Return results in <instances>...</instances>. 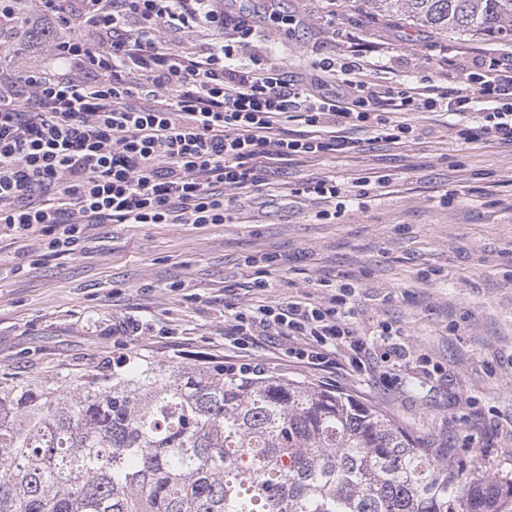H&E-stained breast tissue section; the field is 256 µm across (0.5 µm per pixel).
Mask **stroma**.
<instances>
[{"mask_svg":"<svg viewBox=\"0 0 512 512\" xmlns=\"http://www.w3.org/2000/svg\"><path fill=\"white\" fill-rule=\"evenodd\" d=\"M263 42L282 48L288 70L333 44L365 40L385 52L369 70L372 90L422 76L439 56L459 73L498 40L411 30L375 20L356 0H241ZM23 34L0 45V78L18 82L38 66ZM416 138L378 141L356 154L291 161L274 186L367 170L389 175L390 194L333 224L313 206L267 199L241 224H92L74 254L40 240L0 236V380L111 373L132 353L156 364L241 365L305 378L378 407L436 448L492 473L512 453V145L460 139L446 116L414 112ZM459 190L458 202L440 205ZM256 257L247 265L248 257ZM268 281L266 289L255 280ZM353 288L365 334L398 330L409 356L384 361L371 346L362 368L344 353L318 370L293 362L279 337L243 344L224 335L232 309L260 299L327 298Z\"/></svg>","mask_w":512,"mask_h":512,"instance_id":"stroma-1","label":"stroma"}]
</instances>
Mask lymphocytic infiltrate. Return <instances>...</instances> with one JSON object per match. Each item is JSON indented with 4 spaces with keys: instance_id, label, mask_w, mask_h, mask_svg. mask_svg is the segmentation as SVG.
Instances as JSON below:
<instances>
[{
    "instance_id": "obj_1",
    "label": "lymphocytic infiltrate",
    "mask_w": 512,
    "mask_h": 512,
    "mask_svg": "<svg viewBox=\"0 0 512 512\" xmlns=\"http://www.w3.org/2000/svg\"><path fill=\"white\" fill-rule=\"evenodd\" d=\"M12 19L43 33V62L20 84L0 81V229L39 237L51 253H75L89 224H230L255 204L274 166L359 150L353 128L403 142L406 112H442L460 138L512 144V50L494 49L456 88L448 63L405 90H370V67L331 48L319 69L341 79L330 93L291 77L258 43L248 15L221 0H10ZM95 30L89 42L76 22ZM184 34L176 47L157 41ZM93 78L77 81L71 72ZM306 128L289 132L290 123ZM387 177L366 172L288 187L333 222L386 195ZM351 285L325 300L259 301L236 310L233 336L289 340L291 357L316 368L337 349L360 365L368 345L352 319Z\"/></svg>"
}]
</instances>
